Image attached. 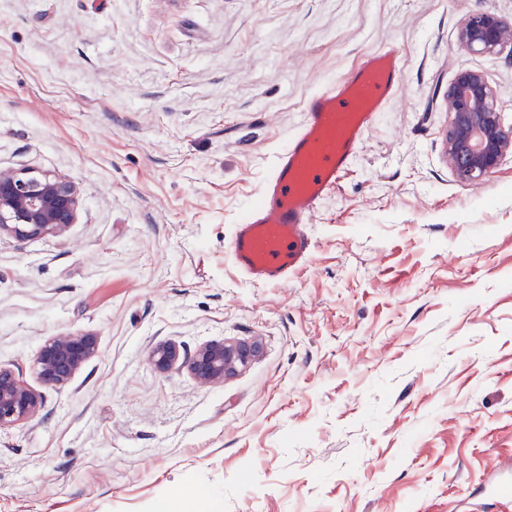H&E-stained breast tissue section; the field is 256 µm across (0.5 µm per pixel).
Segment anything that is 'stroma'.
I'll use <instances>...</instances> for the list:
<instances>
[{
	"mask_svg": "<svg viewBox=\"0 0 512 512\" xmlns=\"http://www.w3.org/2000/svg\"><path fill=\"white\" fill-rule=\"evenodd\" d=\"M512 0H0V167L74 182L59 237L0 236V364L46 339L99 353L0 430V512H456L512 456V156L448 165L445 97L512 56L457 43ZM397 46L399 94L288 284L229 254L304 97ZM261 349L202 385L150 348Z\"/></svg>",
	"mask_w": 512,
	"mask_h": 512,
	"instance_id": "1",
	"label": "stroma"
}]
</instances>
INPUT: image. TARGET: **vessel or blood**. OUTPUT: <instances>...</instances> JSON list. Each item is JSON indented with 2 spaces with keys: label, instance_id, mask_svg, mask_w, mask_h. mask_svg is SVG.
<instances>
[{
  "label": "vessel or blood",
  "instance_id": "1",
  "mask_svg": "<svg viewBox=\"0 0 512 512\" xmlns=\"http://www.w3.org/2000/svg\"><path fill=\"white\" fill-rule=\"evenodd\" d=\"M403 69L399 50L387 45L306 96L300 125L276 155L259 203L236 224L229 243L234 264L249 281L281 285L307 265L315 248L310 226L316 211L396 97ZM485 489L512 505L511 459L491 466Z\"/></svg>",
  "mask_w": 512,
  "mask_h": 512
}]
</instances>
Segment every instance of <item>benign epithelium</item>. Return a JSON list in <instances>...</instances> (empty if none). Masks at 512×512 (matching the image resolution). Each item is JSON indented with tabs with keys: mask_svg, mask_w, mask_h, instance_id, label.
I'll use <instances>...</instances> for the list:
<instances>
[{
	"mask_svg": "<svg viewBox=\"0 0 512 512\" xmlns=\"http://www.w3.org/2000/svg\"><path fill=\"white\" fill-rule=\"evenodd\" d=\"M457 41L482 55H498L504 50L512 54V20L489 10L472 12L461 21ZM446 106L448 165L463 183L482 181L512 155V123L505 122L497 88L485 72L461 70L448 88ZM79 204L80 189L65 178L0 168V233L19 241L61 236L76 223ZM259 350L257 341L223 338L188 352L166 341L151 348L149 361L160 373L180 369L200 384L215 385L236 374ZM97 353L98 339L92 333L53 336L36 355L37 377L46 387H65ZM43 407L40 391L0 365V430L36 418Z\"/></svg>",
	"mask_w": 512,
	"mask_h": 512,
	"instance_id": "obj_1",
	"label": "benign epithelium"
}]
</instances>
